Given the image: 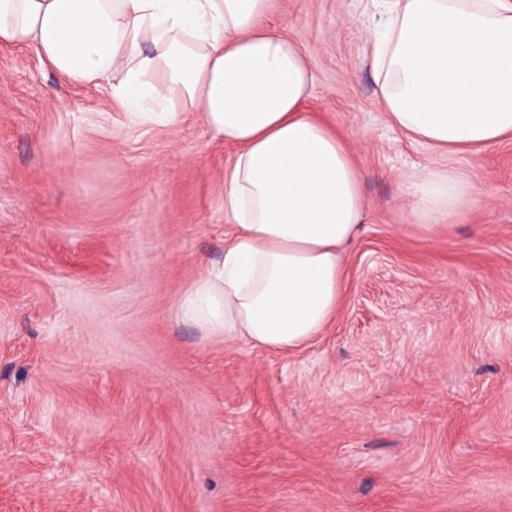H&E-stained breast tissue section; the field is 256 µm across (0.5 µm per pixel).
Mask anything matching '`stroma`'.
Here are the masks:
<instances>
[{
    "label": "stroma",
    "instance_id": "stroma-1",
    "mask_svg": "<svg viewBox=\"0 0 512 512\" xmlns=\"http://www.w3.org/2000/svg\"><path fill=\"white\" fill-rule=\"evenodd\" d=\"M382 19L267 17L366 199L333 319L289 350L177 314L224 256L234 149L0 46V512H512V141L447 153L395 128L367 57ZM441 166L480 193L427 230L410 189Z\"/></svg>",
    "mask_w": 512,
    "mask_h": 512
}]
</instances>
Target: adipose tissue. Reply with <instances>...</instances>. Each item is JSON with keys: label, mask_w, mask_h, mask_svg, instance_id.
Listing matches in <instances>:
<instances>
[{"label": "adipose tissue", "mask_w": 512, "mask_h": 512, "mask_svg": "<svg viewBox=\"0 0 512 512\" xmlns=\"http://www.w3.org/2000/svg\"><path fill=\"white\" fill-rule=\"evenodd\" d=\"M367 36L391 123L444 150L512 139V0H382ZM271 0H0V43L54 69L141 124L198 113L236 146L224 172V257L182 296L204 335L275 349L317 336L336 313L344 255L365 215L358 168L302 107L313 75L300 47L264 26ZM432 228L477 195L452 167L413 185Z\"/></svg>", "instance_id": "adipose-tissue-1"}]
</instances>
